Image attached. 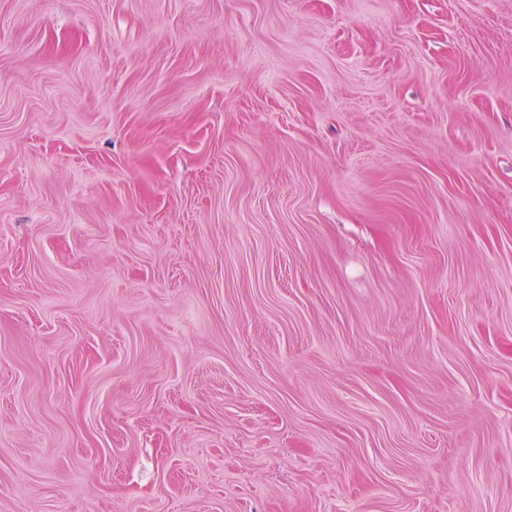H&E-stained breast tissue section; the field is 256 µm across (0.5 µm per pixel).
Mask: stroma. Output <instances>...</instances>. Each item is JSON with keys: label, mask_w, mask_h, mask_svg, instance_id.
Returning <instances> with one entry per match:
<instances>
[{"label": "stroma", "mask_w": 512, "mask_h": 512, "mask_svg": "<svg viewBox=\"0 0 512 512\" xmlns=\"http://www.w3.org/2000/svg\"><path fill=\"white\" fill-rule=\"evenodd\" d=\"M0 512H512V0H0Z\"/></svg>", "instance_id": "1"}]
</instances>
